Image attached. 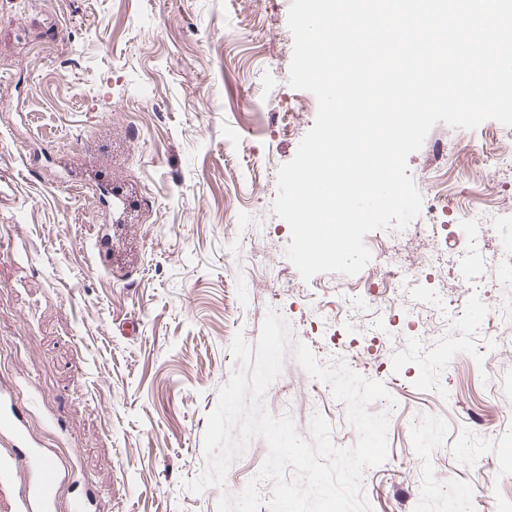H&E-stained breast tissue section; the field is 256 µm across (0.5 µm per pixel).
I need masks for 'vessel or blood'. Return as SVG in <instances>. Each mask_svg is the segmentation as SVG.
Returning a JSON list of instances; mask_svg holds the SVG:
<instances>
[{
    "mask_svg": "<svg viewBox=\"0 0 512 512\" xmlns=\"http://www.w3.org/2000/svg\"><path fill=\"white\" fill-rule=\"evenodd\" d=\"M10 387L0 380V475L20 479L15 512H59L61 480L67 472L59 455L33 437L23 415L5 409Z\"/></svg>",
    "mask_w": 512,
    "mask_h": 512,
    "instance_id": "obj_1",
    "label": "vessel or blood"
}]
</instances>
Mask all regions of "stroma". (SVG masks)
<instances>
[{
    "instance_id": "35a3bbf8",
    "label": "stroma",
    "mask_w": 512,
    "mask_h": 512,
    "mask_svg": "<svg viewBox=\"0 0 512 512\" xmlns=\"http://www.w3.org/2000/svg\"><path fill=\"white\" fill-rule=\"evenodd\" d=\"M291 0H0V378L15 402L40 405L34 434L61 446L72 473L61 503L93 482L103 512H216L218 496L186 487L206 468L203 435L218 392L240 368L236 334L256 344L268 311L316 357L335 330L361 351L336 357L382 383L389 416L386 460L367 468L372 512H489L512 495L497 480L512 460V364L485 361L512 323V271L494 256L512 236L485 234V287L463 305L442 282L467 285L471 263L456 234L435 237L441 255L422 303L446 315L435 335L407 323L402 284L363 299L357 325H338L345 288L361 275L303 280L287 259L288 224L272 211L279 167L296 154L316 111L292 113ZM79 56L80 70L60 63ZM498 123L434 126L448 145L437 169L428 148L410 155L419 192L436 183L449 213L487 195L512 197L475 154ZM468 167L484 180L468 179ZM111 169L136 216L90 195ZM233 233H225V225ZM293 283L296 295L274 296ZM262 402L298 416L317 400L335 444H355L347 406L293 356ZM426 417L420 433L406 421ZM266 442L252 438L233 463L227 493L257 481V512H271L273 483L259 479ZM442 471L446 488L431 475Z\"/></svg>"
}]
</instances>
